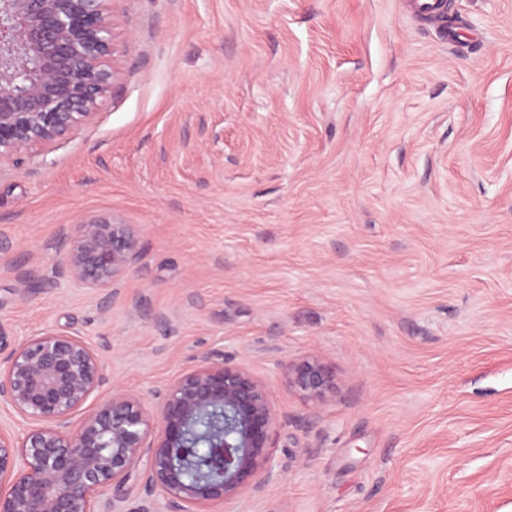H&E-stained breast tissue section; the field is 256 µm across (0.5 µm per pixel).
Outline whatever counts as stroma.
Returning a JSON list of instances; mask_svg holds the SVG:
<instances>
[{
    "label": "stroma",
    "instance_id": "1",
    "mask_svg": "<svg viewBox=\"0 0 512 512\" xmlns=\"http://www.w3.org/2000/svg\"><path fill=\"white\" fill-rule=\"evenodd\" d=\"M446 2L114 0L105 105L0 163V365L76 333L148 406L248 369L272 476L220 512H512V0ZM92 215L139 239L104 289L58 263ZM291 383L311 400L324 398L332 387L331 378L324 367L315 360L304 361L293 369Z\"/></svg>",
    "mask_w": 512,
    "mask_h": 512
}]
</instances>
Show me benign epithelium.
I'll use <instances>...</instances> for the list:
<instances>
[{"mask_svg": "<svg viewBox=\"0 0 512 512\" xmlns=\"http://www.w3.org/2000/svg\"><path fill=\"white\" fill-rule=\"evenodd\" d=\"M108 2L0 0V163L67 138L104 105L118 75ZM69 238L62 265L91 287H111L140 257L133 229L110 216L81 220ZM105 383L100 355L76 335L49 331L10 355L0 400L34 426L19 442L0 433V512H110L100 509L103 491L137 471L169 512H210L261 489L274 416L249 370L205 356L153 409L114 393L68 428ZM291 383L311 400L332 387L315 360L296 366ZM214 412L199 439L198 421ZM200 446L214 471L188 480V451Z\"/></svg>", "mask_w": 512, "mask_h": 512, "instance_id": "1", "label": "benign epithelium"}]
</instances>
